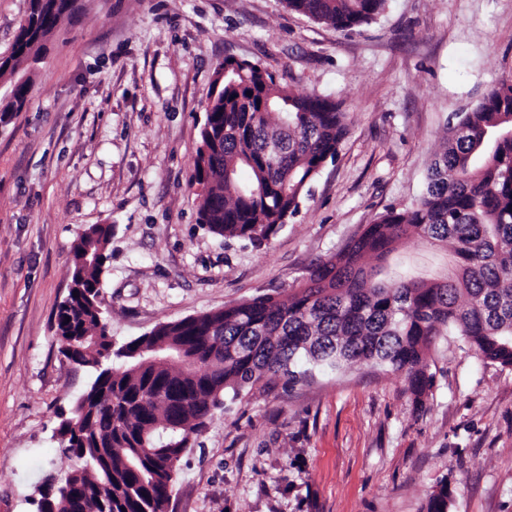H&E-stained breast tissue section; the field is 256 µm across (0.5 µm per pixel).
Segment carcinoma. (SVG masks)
I'll return each instance as SVG.
<instances>
[{"label": "carcinoma", "instance_id": "1", "mask_svg": "<svg viewBox=\"0 0 512 512\" xmlns=\"http://www.w3.org/2000/svg\"><path fill=\"white\" fill-rule=\"evenodd\" d=\"M387 0H286L343 31L376 19ZM75 0H30L0 77L11 76L0 123L26 106L21 63L39 59ZM336 100L280 84L258 63L215 70L192 184L198 222L226 239L269 241L299 212L309 184L347 133ZM415 236L446 251V273L393 262ZM112 225L88 227L73 248L74 288L57 314L60 352L98 371L59 426L76 460L62 491L42 481L36 512H166L181 456L211 411L259 383L293 386L324 367L367 363L404 375L421 406L434 384L428 355L453 330L482 360L512 368V79L448 127L414 204L390 208L312 266L284 298L272 294L162 323L112 350L101 275ZM375 260L372 265L369 260ZM448 483L425 512H448Z\"/></svg>", "mask_w": 512, "mask_h": 512}]
</instances>
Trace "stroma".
Listing matches in <instances>:
<instances>
[{
    "instance_id": "1",
    "label": "stroma",
    "mask_w": 512,
    "mask_h": 512,
    "mask_svg": "<svg viewBox=\"0 0 512 512\" xmlns=\"http://www.w3.org/2000/svg\"><path fill=\"white\" fill-rule=\"evenodd\" d=\"M257 62L341 101L348 131L301 211L268 243L198 222L191 185L214 71ZM0 124V512H35L73 466L56 429L90 382L56 336L73 247L112 227L101 276L114 345L224 305L289 292L362 225L424 193L446 126L512 76V0H388L359 31L285 0H77ZM416 408L367 364L255 386L212 410L168 512H512V369L437 337Z\"/></svg>"
}]
</instances>
